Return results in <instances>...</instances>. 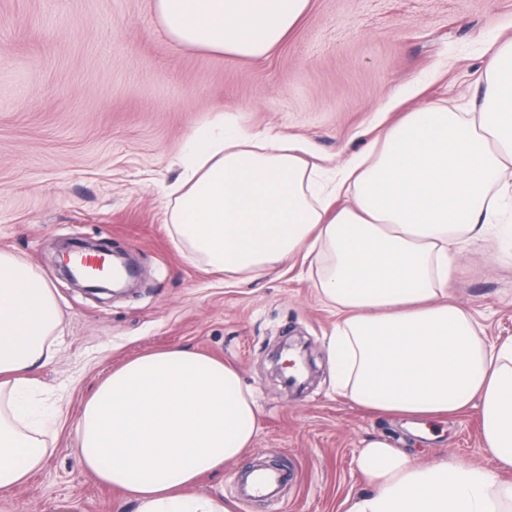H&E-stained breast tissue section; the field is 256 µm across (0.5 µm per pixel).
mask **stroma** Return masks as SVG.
Listing matches in <instances>:
<instances>
[{
  "instance_id": "35a3bbf8",
  "label": "stroma",
  "mask_w": 512,
  "mask_h": 512,
  "mask_svg": "<svg viewBox=\"0 0 512 512\" xmlns=\"http://www.w3.org/2000/svg\"><path fill=\"white\" fill-rule=\"evenodd\" d=\"M512 37V0H311L298 28L259 60L171 41L153 0H0V251L38 268L62 311L54 361L37 373L55 419L43 469L0 512H120V491L75 453L82 404L112 369L178 345L235 364L259 408L251 448L197 492L236 499L237 473L288 467L280 503L236 512H342L367 490L356 458L383 436L417 461L490 466L479 412L444 423L362 410L333 388L326 338L336 315L302 257L261 276H224L173 245L166 187L178 150L211 115L299 138L344 161L399 114L471 109L493 43ZM67 242L133 255L137 288L93 296L62 279ZM487 340L512 336V265L469 245L450 286ZM303 346L314 373L285 386L271 359Z\"/></svg>"
}]
</instances>
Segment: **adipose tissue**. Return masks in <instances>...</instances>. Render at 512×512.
Listing matches in <instances>:
<instances>
[{
    "instance_id": "ef3b65f1",
    "label": "adipose tissue",
    "mask_w": 512,
    "mask_h": 512,
    "mask_svg": "<svg viewBox=\"0 0 512 512\" xmlns=\"http://www.w3.org/2000/svg\"><path fill=\"white\" fill-rule=\"evenodd\" d=\"M310 0H154L175 43L260 59ZM171 240L188 259L259 275L296 254L338 320L330 376L358 407L421 418L482 413L493 468L413 461L384 438L358 466L372 484L344 512H512V337L485 343L449 286L461 244L512 263V40L494 44L476 111L431 104L404 113L368 149L324 167L297 138L244 130L217 113L180 150ZM53 288L0 251V498L51 453L36 372L54 355ZM255 402L237 368L180 346L114 369L84 404L76 452L134 512H234L201 477L250 448Z\"/></svg>"
}]
</instances>
